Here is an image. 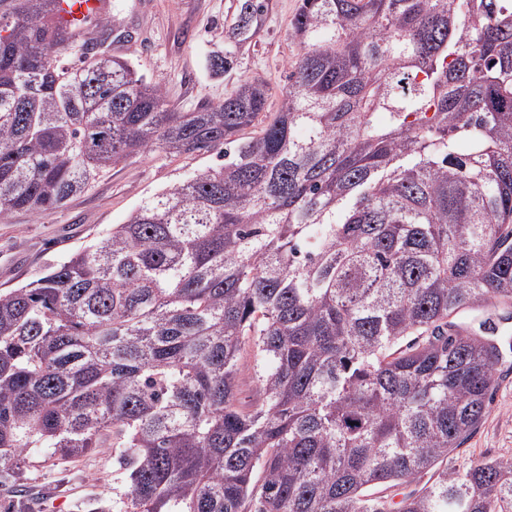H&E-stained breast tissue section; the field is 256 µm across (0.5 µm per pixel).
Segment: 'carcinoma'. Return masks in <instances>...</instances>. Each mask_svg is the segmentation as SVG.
<instances>
[{"mask_svg": "<svg viewBox=\"0 0 512 512\" xmlns=\"http://www.w3.org/2000/svg\"><path fill=\"white\" fill-rule=\"evenodd\" d=\"M54 5L0 0V219L148 150L219 163L0 292L12 505L31 449L118 448L85 512H512V460L448 470L512 353V0H300L271 114L256 77L176 110Z\"/></svg>", "mask_w": 512, "mask_h": 512, "instance_id": "cac0c4a2", "label": "carcinoma"}]
</instances>
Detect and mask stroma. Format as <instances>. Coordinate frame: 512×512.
Here are the masks:
<instances>
[{
    "label": "stroma",
    "instance_id": "stroma-1",
    "mask_svg": "<svg viewBox=\"0 0 512 512\" xmlns=\"http://www.w3.org/2000/svg\"><path fill=\"white\" fill-rule=\"evenodd\" d=\"M111 3L112 24L125 34L112 43L111 53L129 58L141 73L160 82L173 108L190 112L222 101L240 80L258 77L271 88L270 109H277L297 53L289 28L298 0H268L259 33L241 44L233 36L239 0ZM230 47L235 50L232 69L214 75L211 58ZM214 161L209 153L173 156L150 150L105 170L88 191L48 216L37 219L19 211L0 219V290L37 279L47 266L124 223L146 197ZM484 457L512 459V371L499 383L484 422L450 456L448 467L461 469ZM31 459L24 481L48 492L44 512H77L76 502L108 500L126 482L108 448L69 467L53 462L46 448L34 449Z\"/></svg>",
    "mask_w": 512,
    "mask_h": 512
}]
</instances>
